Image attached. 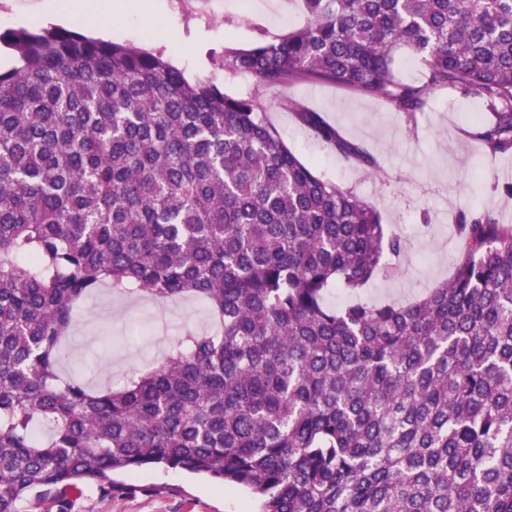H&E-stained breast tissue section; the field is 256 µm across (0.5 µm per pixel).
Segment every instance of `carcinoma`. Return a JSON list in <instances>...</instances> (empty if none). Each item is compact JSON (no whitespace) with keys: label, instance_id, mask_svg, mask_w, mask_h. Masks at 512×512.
<instances>
[{"label":"carcinoma","instance_id":"cac0c4a2","mask_svg":"<svg viewBox=\"0 0 512 512\" xmlns=\"http://www.w3.org/2000/svg\"><path fill=\"white\" fill-rule=\"evenodd\" d=\"M276 42L220 66L268 88L341 86L412 117L454 88L512 151V0H303ZM0 512L156 466L257 512H512V225L462 211L448 281L407 304H324L404 249L379 211L304 163L252 96L160 52L65 28L0 33ZM406 48L421 79L395 76ZM342 158L377 161L318 112ZM103 286L195 297L188 331L119 388L60 377Z\"/></svg>","mask_w":512,"mask_h":512}]
</instances>
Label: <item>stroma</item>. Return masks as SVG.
I'll use <instances>...</instances> for the list:
<instances>
[{
  "label": "stroma",
  "instance_id": "stroma-1",
  "mask_svg": "<svg viewBox=\"0 0 512 512\" xmlns=\"http://www.w3.org/2000/svg\"><path fill=\"white\" fill-rule=\"evenodd\" d=\"M160 15L145 20L137 11L114 17L112 41L159 51L186 78L203 79L238 95L259 97L267 120L288 146L337 185L374 204L389 232L406 243L404 254L388 256L386 272L359 290L360 299L405 303L448 279L457 250L452 224L458 211H488L512 224V153L490 155L475 135L485 116L482 98L453 91L436 94L414 117L383 101L333 85L299 81L279 90L249 77H231L218 64L225 48H245L257 39L275 40L304 21L302 0H258L244 11L239 0H158ZM298 102L321 113L340 133L376 158L382 173L359 170L302 126L288 109ZM208 309L183 298L164 305L140 295L97 290L81 304L69 338L59 352L63 376L81 377L97 389L120 381L130 369L155 362L168 340L189 330L209 331ZM127 492L84 491L73 512H256L240 490L155 468L126 477Z\"/></svg>",
  "mask_w": 512,
  "mask_h": 512
}]
</instances>
